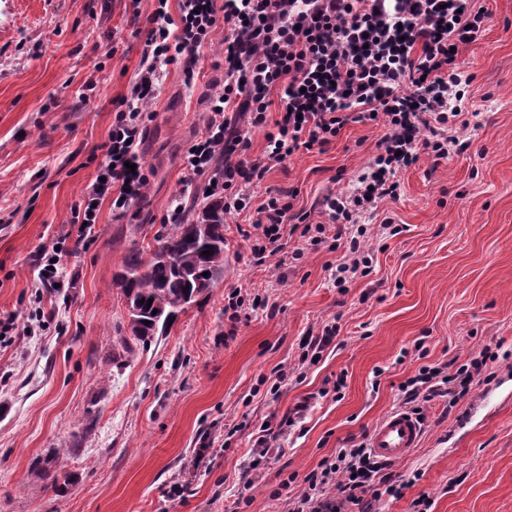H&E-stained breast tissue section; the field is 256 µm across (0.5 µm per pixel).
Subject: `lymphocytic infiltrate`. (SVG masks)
Returning <instances> with one entry per match:
<instances>
[{"mask_svg": "<svg viewBox=\"0 0 512 512\" xmlns=\"http://www.w3.org/2000/svg\"><path fill=\"white\" fill-rule=\"evenodd\" d=\"M490 15L475 0H156L136 36L143 39L129 91L112 101V130L97 176L83 189V220L99 207L126 210L146 196L148 174L138 154L146 116L167 65L193 84L203 49L224 29V82L209 97L200 137L184 154L187 181L201 177L226 215L251 210L242 235L256 264L283 253L286 231L313 249L343 242L336 286L369 275L372 257L359 218L400 195L399 171L429 156L447 163L466 143L452 136L464 125L463 78L455 51L477 41ZM278 112H271V104ZM378 121L383 132L350 191L327 190L312 210L296 208V189L268 190L253 205L249 188L297 152L325 150L348 123ZM265 133L252 155L249 133ZM489 352L456 370L425 365L400 384L414 413L439 397L459 401L487 369ZM287 512H374L383 496H398L387 464L366 443L341 447L303 478Z\"/></svg>", "mask_w": 512, "mask_h": 512, "instance_id": "1", "label": "lymphocytic infiltrate"}]
</instances>
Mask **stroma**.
Listing matches in <instances>:
<instances>
[{
	"label": "stroma",
	"instance_id": "stroma-1",
	"mask_svg": "<svg viewBox=\"0 0 512 512\" xmlns=\"http://www.w3.org/2000/svg\"><path fill=\"white\" fill-rule=\"evenodd\" d=\"M478 4L491 20L457 61L473 76L464 109L479 124L457 129L468 148L448 164L434 169L424 158L400 174L399 199L378 207L399 235L367 218L371 274L339 292L330 267L341 251L312 250L297 234L287 238L291 260L255 265L239 232L249 217L227 218L223 279L129 355L120 344L125 297L113 279L128 249L164 232L173 202L203 191V179L184 183L182 160L222 77L214 64L224 33L212 36L194 86L163 76L140 146L146 206L119 218L103 204L48 292L40 249L74 228L112 129V101L139 67L133 15L152 13L155 0H0V319L37 310L46 319L37 335L19 330L0 344V512H282L283 493L299 491L340 439L401 409L398 386L421 366L460 364L496 346L503 354L487 379L454 407L425 409L417 448L391 468L402 494L383 497L377 512H413L423 493L428 512H512V0ZM379 133L347 124L326 151L298 154L251 187L254 203L267 188L294 187L298 206L310 208L337 174L350 189ZM233 290L264 305L231 336L224 304ZM328 324L336 339L301 362L303 336ZM420 338L423 354L413 348ZM283 366L290 374L275 398L268 380ZM296 409L302 418L280 453L244 487L253 432ZM55 448L74 451L62 491L32 474ZM201 454L209 468H195ZM176 483L184 502L170 498Z\"/></svg>",
	"mask_w": 512,
	"mask_h": 512
}]
</instances>
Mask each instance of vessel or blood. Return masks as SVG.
<instances>
[{
    "label": "vessel or blood",
    "mask_w": 512,
    "mask_h": 512,
    "mask_svg": "<svg viewBox=\"0 0 512 512\" xmlns=\"http://www.w3.org/2000/svg\"><path fill=\"white\" fill-rule=\"evenodd\" d=\"M421 436L420 419L408 411L395 410L374 425L368 448L377 459L394 463L407 458L417 448Z\"/></svg>",
    "instance_id": "obj_1"
}]
</instances>
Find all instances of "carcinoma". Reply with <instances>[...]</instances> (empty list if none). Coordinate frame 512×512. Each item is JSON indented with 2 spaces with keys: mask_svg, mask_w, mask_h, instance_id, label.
Segmentation results:
<instances>
[{
  "mask_svg": "<svg viewBox=\"0 0 512 512\" xmlns=\"http://www.w3.org/2000/svg\"><path fill=\"white\" fill-rule=\"evenodd\" d=\"M225 246L224 209L207 198L201 205L192 202L183 223L170 225L156 237L153 248H130L117 284L127 305L138 311V323L130 327L131 339L147 343L207 294L224 276ZM205 250L210 255H203ZM150 298L153 302L146 303ZM75 453L76 449L66 448L45 459L36 477L54 485L68 483V458Z\"/></svg>",
  "mask_w": 512,
  "mask_h": 512,
  "instance_id": "1",
  "label": "carcinoma"
}]
</instances>
